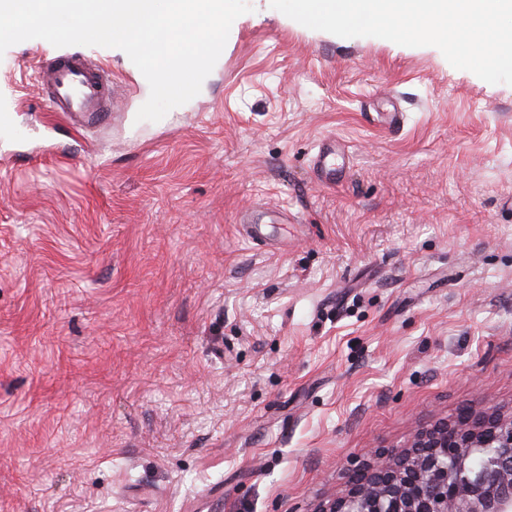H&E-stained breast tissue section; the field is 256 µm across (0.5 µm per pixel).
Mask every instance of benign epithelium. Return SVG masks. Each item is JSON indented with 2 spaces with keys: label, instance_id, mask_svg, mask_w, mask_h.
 <instances>
[{
  "label": "benign epithelium",
  "instance_id": "benign-epithelium-1",
  "mask_svg": "<svg viewBox=\"0 0 512 512\" xmlns=\"http://www.w3.org/2000/svg\"><path fill=\"white\" fill-rule=\"evenodd\" d=\"M347 492L317 512H512V415L465 407L398 454L376 451Z\"/></svg>",
  "mask_w": 512,
  "mask_h": 512
}]
</instances>
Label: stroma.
I'll return each instance as SVG.
<instances>
[{
    "instance_id": "35a3bbf8",
    "label": "stroma",
    "mask_w": 512,
    "mask_h": 512,
    "mask_svg": "<svg viewBox=\"0 0 512 512\" xmlns=\"http://www.w3.org/2000/svg\"><path fill=\"white\" fill-rule=\"evenodd\" d=\"M249 3L157 122L120 49L0 56V512H314L512 411V86ZM74 53L118 86L80 122L38 80Z\"/></svg>"
}]
</instances>
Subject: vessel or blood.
<instances>
[{
    "label": "vessel or blood",
    "mask_w": 512,
    "mask_h": 512,
    "mask_svg": "<svg viewBox=\"0 0 512 512\" xmlns=\"http://www.w3.org/2000/svg\"><path fill=\"white\" fill-rule=\"evenodd\" d=\"M46 105L54 112L75 117L109 111L116 88L106 74L78 58H66L41 71Z\"/></svg>",
    "instance_id": "b4317fda"
}]
</instances>
